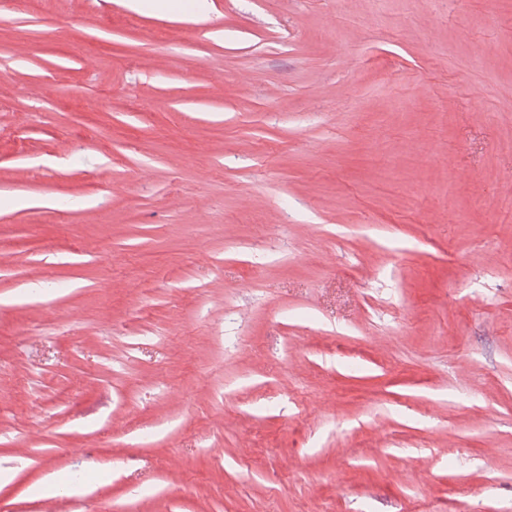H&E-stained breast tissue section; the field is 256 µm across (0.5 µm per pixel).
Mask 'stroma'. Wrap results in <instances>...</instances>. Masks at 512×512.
I'll return each mask as SVG.
<instances>
[{
	"instance_id": "35a3bbf8",
	"label": "stroma",
	"mask_w": 512,
	"mask_h": 512,
	"mask_svg": "<svg viewBox=\"0 0 512 512\" xmlns=\"http://www.w3.org/2000/svg\"><path fill=\"white\" fill-rule=\"evenodd\" d=\"M130 2L0 24V512H512V0Z\"/></svg>"
}]
</instances>
